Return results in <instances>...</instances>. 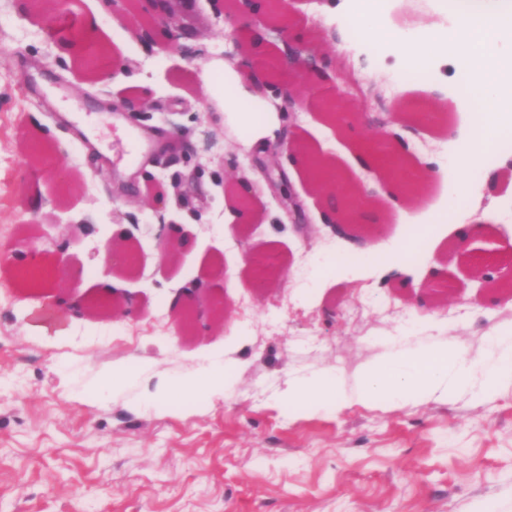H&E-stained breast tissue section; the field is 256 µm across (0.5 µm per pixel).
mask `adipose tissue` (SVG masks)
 <instances>
[{
  "label": "adipose tissue",
  "mask_w": 512,
  "mask_h": 512,
  "mask_svg": "<svg viewBox=\"0 0 512 512\" xmlns=\"http://www.w3.org/2000/svg\"><path fill=\"white\" fill-rule=\"evenodd\" d=\"M464 10L461 22L447 35L426 33L422 38L401 43L404 58L425 56L427 46H435L439 52L454 51L467 61L474 96L463 104L469 112L472 125L478 126V137H461L454 142V165L452 184L478 177L494 182L497 168L487 152L498 140L497 116L502 110L503 96L512 94V88L500 85L495 80L496 69L502 61L498 46L512 41V0H461ZM226 100L236 108L243 121V129L252 142H262L269 126L267 113L255 111L252 101L254 91L237 85L227 86ZM455 221V206L448 203L435 210L430 224L414 225L412 232L401 240L396 250L376 253L364 248L361 241L352 239L347 243V254L372 269L383 273L399 270L403 257L416 249L430 232L431 224H451ZM491 359L484 368V387L493 389L504 384L512 385V330L499 332L489 339ZM236 366L227 361L185 376L177 381H162L146 395L148 404L160 413L173 411L186 401H202L221 392L235 376ZM470 378V366L462 351L449 352L443 349L418 355L400 357L397 360L367 366L357 398L367 401L373 398L409 399L422 395L447 397L465 387ZM345 401L335 380L324 378L289 386L285 395L289 415L318 403L341 406Z\"/></svg>",
  "instance_id": "adipose-tissue-1"
}]
</instances>
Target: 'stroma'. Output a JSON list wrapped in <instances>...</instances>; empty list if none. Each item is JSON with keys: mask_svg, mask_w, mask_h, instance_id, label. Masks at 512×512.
Returning <instances> with one entry per match:
<instances>
[{"mask_svg": "<svg viewBox=\"0 0 512 512\" xmlns=\"http://www.w3.org/2000/svg\"><path fill=\"white\" fill-rule=\"evenodd\" d=\"M225 0H173L188 54L157 42L145 49L133 24L100 12V0H64L23 13L0 0V248L14 264L30 256L69 261L59 285L96 296L117 283L134 296L137 318L62 316L45 307L11 267L0 266V512H512V387L445 399L378 398L289 416V382L335 378L354 391L367 365L443 347H462L475 366L487 338L512 330V287L485 288L454 250L457 228L436 224L397 276L356 277L343 238L322 222L301 165L247 143L238 111L224 103ZM342 0H297L298 15L322 35L332 83L359 84L350 109L401 125L404 159L452 167L453 148L417 112L427 101L453 108L461 84L454 57L435 56L416 80L423 96L387 93L401 71L398 45L355 38ZM97 16L85 39L124 78L92 81L61 54L50 33L60 16ZM393 32L451 26L430 0H392ZM33 72L35 84L23 75ZM151 92L153 110L114 116L103 102ZM299 133L381 199L393 190L377 168L353 162L363 126L334 132L314 107L290 118ZM192 152H185L184 142ZM289 169V191L305 221H288L280 194L252 159ZM247 177L255 204L227 222L224 182ZM439 186L423 188L404 212L374 225L370 250L386 252L425 223ZM469 222L497 241L512 231V164L497 186L473 180L457 193ZM187 241L166 262L160 220ZM133 230L139 273L112 248V227ZM274 257L265 287L249 259ZM192 282L223 294V322L181 332L166 297ZM448 295L430 294L434 283ZM235 381L209 400L170 413L145 404L147 389L208 368L225 344ZM136 356L147 374L126 388L88 397L113 363Z\"/></svg>", "mask_w": 512, "mask_h": 512, "instance_id": "stroma-1", "label": "stroma"}]
</instances>
